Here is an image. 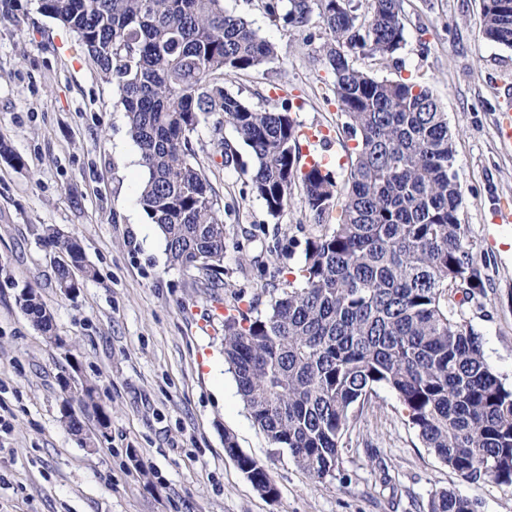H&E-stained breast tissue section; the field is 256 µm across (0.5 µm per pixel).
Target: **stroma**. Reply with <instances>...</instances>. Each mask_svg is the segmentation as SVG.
I'll return each mask as SVG.
<instances>
[{
  "label": "stroma",
  "instance_id": "obj_1",
  "mask_svg": "<svg viewBox=\"0 0 512 512\" xmlns=\"http://www.w3.org/2000/svg\"><path fill=\"white\" fill-rule=\"evenodd\" d=\"M279 56L253 71L227 73L225 89L262 108L289 105L322 140L301 152L323 159L344 184L348 137L322 62L320 18L309 32L272 22L260 0H224ZM481 0H403L406 44L398 64L356 54L377 77L426 82L455 135V170L486 296L466 307L494 371L512 384V148L497 125L512 105V49L481 36ZM224 117L192 135L193 163L224 210L230 247L224 285L195 269L169 267L162 236L139 204L145 171L128 135L116 88L78 37L40 9L13 0L0 19V138L23 166L0 157V512H426L448 489L477 512H512V487L456 476L424 448L393 393L382 389L343 438L335 477L313 479L287 450L269 446L224 362V323H197L215 299L270 309L268 283L291 278L318 234L293 186L270 219L242 169L225 166ZM53 225L82 241L97 271L73 297L60 294L56 252L40 240ZM39 292L54 317L59 348L21 309L23 288ZM95 381L111 426L84 448L61 421L59 378L70 365ZM239 449L272 474L278 495L261 496L224 448Z\"/></svg>",
  "mask_w": 512,
  "mask_h": 512
}]
</instances>
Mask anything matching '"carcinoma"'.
I'll return each instance as SVG.
<instances>
[{
  "label": "carcinoma",
  "mask_w": 512,
  "mask_h": 512,
  "mask_svg": "<svg viewBox=\"0 0 512 512\" xmlns=\"http://www.w3.org/2000/svg\"><path fill=\"white\" fill-rule=\"evenodd\" d=\"M273 22L308 29L318 12L328 38L323 61L355 141L344 193L332 171L299 166L301 125L289 109L254 108L218 83L226 72L258 69L277 57L224 0H41V9L76 33L119 91L128 132L147 176L139 203L159 228L173 268L193 267L224 285L228 242L218 198L191 161V135L210 115L238 141L224 140V166L245 167L249 190L276 219L295 181L314 222L329 224L306 241L292 281L277 285L271 311L234 307L224 316V360L250 414L273 448H285L314 479L333 476L341 442L360 409L388 389L425 447L466 481L512 486V386L493 371L465 307L486 297L485 276L458 213L463 193L454 170L453 135L429 87L418 79L377 78L350 56L389 61L405 45L402 0H371L359 19L353 0H261ZM485 39L512 48V0H482ZM336 222H331V219ZM42 241L65 252L54 267L61 294L76 295L97 276L78 237L53 226ZM19 304L33 325L55 337L53 318L27 287ZM65 397V427L96 447ZM80 405L108 428L96 384ZM224 447L254 489L277 486L257 459L224 434ZM427 512H474L473 503L435 491Z\"/></svg>",
  "instance_id": "obj_1"
}]
</instances>
